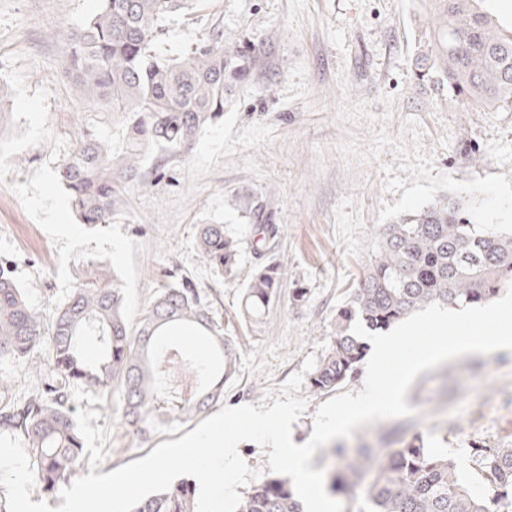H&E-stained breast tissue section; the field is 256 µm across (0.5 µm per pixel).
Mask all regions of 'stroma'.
<instances>
[{
	"label": "stroma",
	"mask_w": 512,
	"mask_h": 512,
	"mask_svg": "<svg viewBox=\"0 0 512 512\" xmlns=\"http://www.w3.org/2000/svg\"><path fill=\"white\" fill-rule=\"evenodd\" d=\"M97 7L98 0H0V58L27 57L26 88L49 87V125L71 144L96 115L67 68L66 36ZM422 26L416 0H205L168 21L159 43L167 56L216 33L223 45L254 50L223 117L122 206V233L146 248L134 256L140 307L159 285L189 278L234 341L236 373L210 413L259 404L308 355L326 354L336 310L371 260L377 225L448 194L481 223L512 230V112L465 110L417 84L412 60ZM51 151L46 144L23 151L0 185V261L46 322L59 288L58 251L11 186L28 183ZM201 224L224 225L241 240L235 273L218 271L198 250ZM263 224L281 227L266 257L287 279L278 301L251 321L242 292ZM297 288L307 292L300 305ZM406 402L410 415L361 426L338 446L383 453L418 435L483 489L474 446H512V351L467 354L423 371ZM72 403L98 411L97 426L111 430L100 474L145 458L204 419L184 416L142 435L120 424V396L106 402L77 389Z\"/></svg>",
	"instance_id": "35a3bbf8"
}]
</instances>
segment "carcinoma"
I'll use <instances>...</instances> for the list:
<instances>
[{"label":"carcinoma","instance_id":"obj_1","mask_svg":"<svg viewBox=\"0 0 512 512\" xmlns=\"http://www.w3.org/2000/svg\"><path fill=\"white\" fill-rule=\"evenodd\" d=\"M97 12L67 37L68 67L93 108L121 116L115 151L93 127L59 169L71 209L89 226L108 224L130 187L143 184L142 163L153 150L189 152L199 134L224 115V102L246 80L252 56L212 37L188 54L166 58L155 45L166 22L196 0H100ZM426 15L417 80L446 90L463 105L512 110V27L502 28L487 0H417ZM374 258L349 301L336 310V336L311 376V387L333 391L357 373L366 352L351 334L360 320L386 329L432 303L482 304L512 284V233L477 223L461 199L440 197L374 231ZM196 244L216 268L240 263L242 242L222 224H201ZM87 273L44 329L11 271L0 264V363L27 364L46 342L48 372L31 395L16 397L0 374V433L22 439L35 479L54 496L84 459L71 394L82 387L110 400L122 395L120 423L146 433L158 423L201 412L224 396L236 372L233 342L218 329L192 281L161 287L140 326L121 314V281L103 263ZM286 279L272 262L257 265L243 292V310L258 318L279 299ZM206 358L194 363L188 344ZM341 459L331 491L362 485L369 512H512V448L474 447L489 486L475 491L446 455L417 437L372 455L333 448ZM196 489L178 481L148 496L133 512H195ZM238 512H303L291 480L275 476L242 498Z\"/></svg>","mask_w":512,"mask_h":512}]
</instances>
